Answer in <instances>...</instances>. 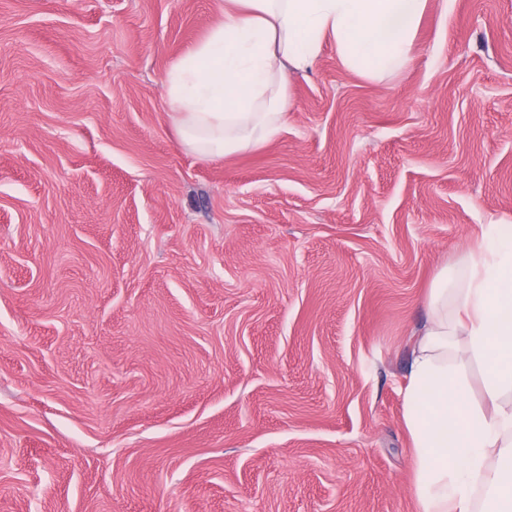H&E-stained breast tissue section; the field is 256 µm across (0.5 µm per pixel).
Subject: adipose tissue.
<instances>
[{
  "label": "adipose tissue",
  "mask_w": 512,
  "mask_h": 512,
  "mask_svg": "<svg viewBox=\"0 0 512 512\" xmlns=\"http://www.w3.org/2000/svg\"><path fill=\"white\" fill-rule=\"evenodd\" d=\"M428 0H224L221 18L165 76V110L181 144L221 158L276 137L291 79L324 43L376 81L412 64ZM409 366L403 422L421 512H512V225L481 237L443 269ZM485 366L481 398L470 365Z\"/></svg>",
  "instance_id": "obj_1"
}]
</instances>
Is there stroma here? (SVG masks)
Wrapping results in <instances>:
<instances>
[{
  "mask_svg": "<svg viewBox=\"0 0 512 512\" xmlns=\"http://www.w3.org/2000/svg\"><path fill=\"white\" fill-rule=\"evenodd\" d=\"M221 0H0V512H419L436 276L512 225V0H428L380 81L326 44L285 130L185 149Z\"/></svg>",
  "mask_w": 512,
  "mask_h": 512,
  "instance_id": "35a3bbf8",
  "label": "stroma"
}]
</instances>
